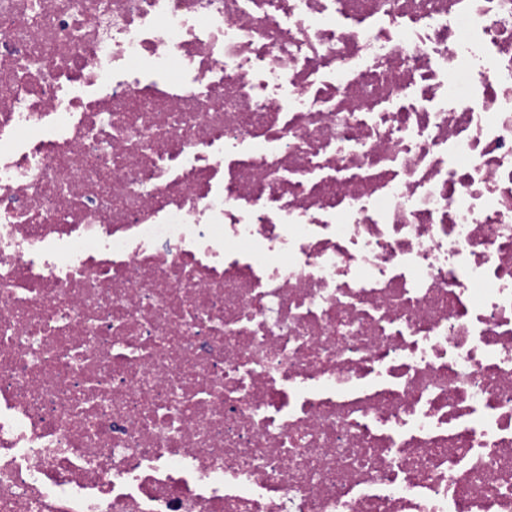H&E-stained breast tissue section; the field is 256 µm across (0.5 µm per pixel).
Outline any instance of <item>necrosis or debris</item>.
<instances>
[{"label":"necrosis or debris","mask_w":512,"mask_h":512,"mask_svg":"<svg viewBox=\"0 0 512 512\" xmlns=\"http://www.w3.org/2000/svg\"><path fill=\"white\" fill-rule=\"evenodd\" d=\"M0 512H512V0H0Z\"/></svg>","instance_id":"obj_1"}]
</instances>
